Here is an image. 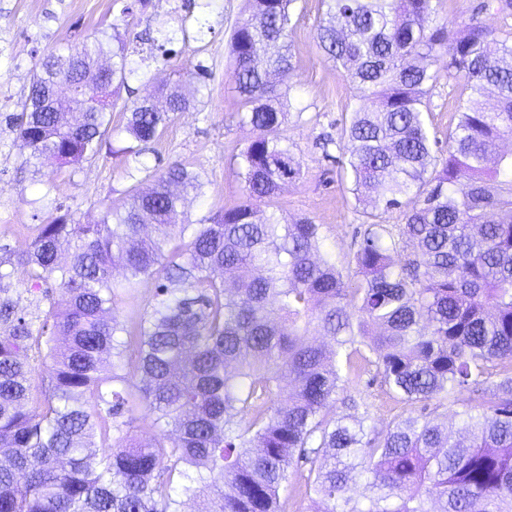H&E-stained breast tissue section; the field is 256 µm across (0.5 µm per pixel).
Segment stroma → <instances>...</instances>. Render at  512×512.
<instances>
[{"instance_id": "35a3bbf8", "label": "stroma", "mask_w": 512, "mask_h": 512, "mask_svg": "<svg viewBox=\"0 0 512 512\" xmlns=\"http://www.w3.org/2000/svg\"><path fill=\"white\" fill-rule=\"evenodd\" d=\"M129 2L0 0V245L15 244L16 228L32 224L33 214L45 219L59 207L81 223L94 222L103 205L121 199L132 184L124 158L105 152L74 175L66 170L51 178L35 174L23 165L26 151L7 126L8 116L21 110L36 62L48 51L81 45L102 28L114 32L105 38V49L118 39L128 42V66L135 71L112 110L113 127H123L126 104L157 86L180 87L193 101L188 111L173 115L161 138L144 147L141 163L157 172L179 161L201 174L204 192L187 203L189 221L243 201L235 157L254 131L238 116L229 39L235 24L249 15L248 0H152L147 9L122 16ZM483 2L434 0L435 18L450 26L473 17L502 25L504 13L483 9ZM323 14L321 0H297L288 28L294 58L283 82L290 88L295 117L280 135L299 160L301 173L279 195L277 205L286 218L306 216L328 225L327 247L342 258L353 251L354 231L364 217L336 161L334 141L345 112L361 100L318 46L316 29ZM161 27L187 28L192 39L186 45L173 43L172 54L162 55L145 39ZM198 63L208 69L202 88L188 77ZM457 86V80L443 76L431 91L430 135L437 141H445L456 121Z\"/></svg>"}]
</instances>
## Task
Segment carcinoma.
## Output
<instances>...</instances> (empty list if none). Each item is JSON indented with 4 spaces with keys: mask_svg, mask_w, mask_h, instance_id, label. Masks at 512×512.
Listing matches in <instances>:
<instances>
[{
    "mask_svg": "<svg viewBox=\"0 0 512 512\" xmlns=\"http://www.w3.org/2000/svg\"><path fill=\"white\" fill-rule=\"evenodd\" d=\"M294 2L250 0L231 34L241 121L256 131L237 155L244 201L190 223L183 199L204 182L175 161L94 223L53 217L0 257V512H281L289 488L321 505L311 512H512V153L488 155L512 137V25L450 29L433 0H322L319 47L366 101L336 142L371 220L342 261L326 225L273 210L300 174L270 136L288 125L277 76ZM103 35L45 56L9 117L37 174L112 147L107 99L132 70L122 46L99 65ZM443 47L463 84L435 152ZM190 106L160 89L133 102L118 152L137 160ZM18 271L29 315L9 296ZM365 374L411 407L384 432L354 399L335 410ZM465 390L476 405L457 436L428 408ZM140 407L146 439L132 434Z\"/></svg>",
    "mask_w": 512,
    "mask_h": 512,
    "instance_id": "cac0c4a2",
    "label": "carcinoma"
}]
</instances>
